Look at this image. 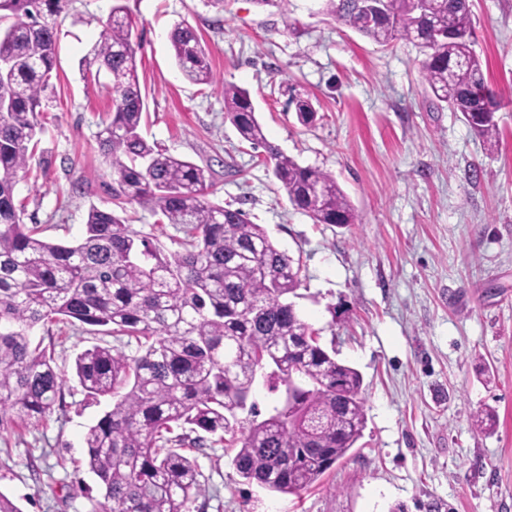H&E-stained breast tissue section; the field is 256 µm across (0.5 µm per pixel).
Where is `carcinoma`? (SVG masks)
Returning <instances> with one entry per match:
<instances>
[{
	"label": "carcinoma",
	"mask_w": 512,
	"mask_h": 512,
	"mask_svg": "<svg viewBox=\"0 0 512 512\" xmlns=\"http://www.w3.org/2000/svg\"><path fill=\"white\" fill-rule=\"evenodd\" d=\"M61 2L0 0V20H10L0 27V432L63 407L64 379L53 351L32 342L34 328L104 327L138 350L94 345L75 359L85 394L112 400L84 436V463L104 497L92 500L91 512H191L201 472L185 450L203 447V437H191L199 431L235 450L246 482L281 494L309 489L362 437V375L299 316L294 259L243 209L207 199L208 168L143 136L138 44L120 4L92 48L112 75V116L99 146L114 199L150 206L182 234L179 250L166 252L115 212L94 207L75 243L45 240L38 225L24 223L14 189L43 131L42 95L57 57L48 17ZM326 2L377 44L414 42L435 98L484 141H496L501 103L473 49L468 0H430L428 14L415 0H385L384 16L370 22L361 21L356 0ZM170 43L190 82H213L192 27L175 26ZM224 115L242 140L264 149L293 207L316 224L359 222L331 173L300 165L267 140L247 89L224 85ZM259 380L281 396L264 414L252 399ZM495 419L485 408L472 425L489 430Z\"/></svg>",
	"instance_id": "cac0c4a2"
}]
</instances>
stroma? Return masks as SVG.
Segmentation results:
<instances>
[{"label": "stroma", "instance_id": "obj_1", "mask_svg": "<svg viewBox=\"0 0 512 512\" xmlns=\"http://www.w3.org/2000/svg\"><path fill=\"white\" fill-rule=\"evenodd\" d=\"M113 3L64 0L53 16L44 132L15 197L48 240H78L94 206L118 209L168 248L177 232L150 207H116L97 139L112 77L91 49ZM123 3L140 46L144 136L210 165L212 202L245 210L299 261L303 320L363 377V436L316 485L285 495L246 484L215 442L196 456L193 512H512V0H470L474 50L505 102L492 148L433 101L412 41L376 44L325 0ZM179 23L200 36L214 84L176 66L169 34ZM226 83L249 91L269 142L336 178L361 223L316 224L292 207L263 149L225 120ZM292 97L312 101L313 124L297 121ZM111 341L90 326L55 335L62 410L0 433V493L21 512H90L101 498L84 436L111 401L88 399L73 366ZM483 407L497 413L486 431L471 424Z\"/></svg>", "mask_w": 512, "mask_h": 512}]
</instances>
